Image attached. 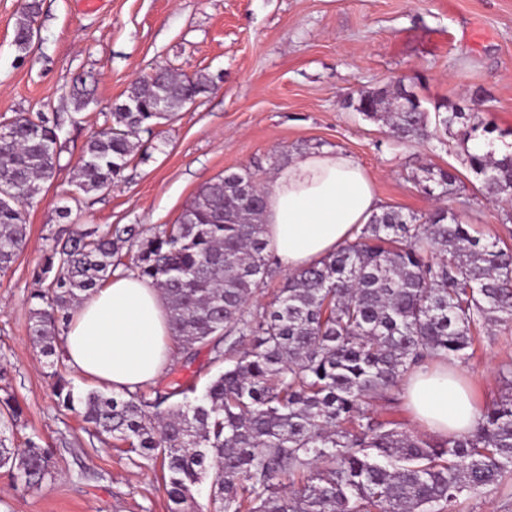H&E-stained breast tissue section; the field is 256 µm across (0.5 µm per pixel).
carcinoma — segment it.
Segmentation results:
<instances>
[{
  "label": "carcinoma",
  "mask_w": 512,
  "mask_h": 512,
  "mask_svg": "<svg viewBox=\"0 0 512 512\" xmlns=\"http://www.w3.org/2000/svg\"><path fill=\"white\" fill-rule=\"evenodd\" d=\"M38 0H24L14 44L33 40ZM211 89L205 75L171 70L134 82L110 118L92 129L73 170L70 195L102 191L139 147V134L173 120ZM75 112H29L0 126V272L28 234L27 207L60 168L59 133ZM350 106L380 122L396 141L454 135L466 113L447 103L422 108L405 80L365 91ZM482 194L512 201V151L492 140L467 153ZM425 193H453L456 176L424 167ZM266 193L243 168L207 183L176 223L105 230L87 227L55 240L34 294L29 334L56 355L71 311L120 269L165 295L170 335L187 358L209 353V378L169 388L107 394L75 392L56 363V393L79 407L93 434L159 463L168 512H459L462 501L512 476V365L499 400L465 435L405 431L375 414L396 401L406 379L431 360L465 364L483 331L512 324V249L471 234L447 206L417 216L389 209L319 265L296 272L262 310L249 302L268 285L263 214ZM130 253L122 260L121 251ZM0 418V468L28 489L54 478L55 454L34 440L7 444L17 411Z\"/></svg>",
  "instance_id": "cac0c4a2"
}]
</instances>
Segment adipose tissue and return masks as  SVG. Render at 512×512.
Here are the masks:
<instances>
[{"label":"adipose tissue","mask_w":512,"mask_h":512,"mask_svg":"<svg viewBox=\"0 0 512 512\" xmlns=\"http://www.w3.org/2000/svg\"><path fill=\"white\" fill-rule=\"evenodd\" d=\"M371 176L350 157L322 151L295 155L266 191L263 222L270 252L288 271L320 263L381 213ZM69 366L106 389L156 383L170 359V330L161 291L122 272L72 313L64 337ZM416 424L445 438L468 433L480 410L447 362L420 369L404 385Z\"/></svg>","instance_id":"1"}]
</instances>
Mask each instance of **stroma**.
<instances>
[{"label":"stroma","mask_w":512,"mask_h":512,"mask_svg":"<svg viewBox=\"0 0 512 512\" xmlns=\"http://www.w3.org/2000/svg\"><path fill=\"white\" fill-rule=\"evenodd\" d=\"M27 52L14 43L21 0H0V125L18 114L73 112L72 90L91 94L80 127L64 125L60 168L28 209L30 234L0 273V398L21 411L13 447L53 449L56 479L31 491L0 469V512H167L159 468L100 443L54 393L29 336L31 297L54 238L88 227L176 223L197 191L228 171L260 182L293 155L338 151L375 182L383 207L425 215L448 205L473 235L512 247V202L492 201L466 162L459 137L393 140L350 102L402 76L422 107L450 102L467 124L512 146V0H40ZM159 64L207 74L210 91L175 121L141 136L111 188L71 199L73 168L91 128L128 87ZM423 167L457 177L445 200L416 180ZM69 207V218L58 216ZM512 364V326L486 334L460 367L479 408L496 400Z\"/></svg>","instance_id":"35a3bbf8"}]
</instances>
